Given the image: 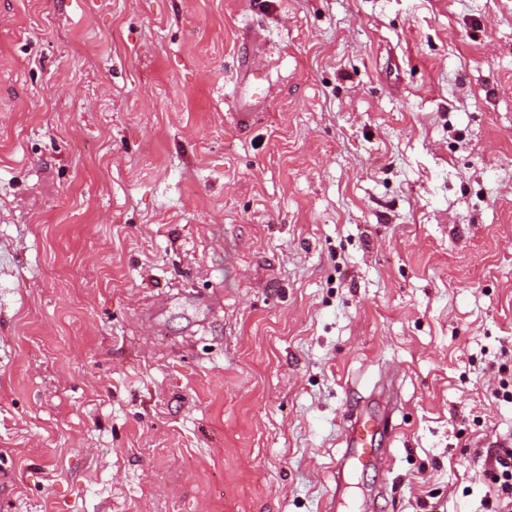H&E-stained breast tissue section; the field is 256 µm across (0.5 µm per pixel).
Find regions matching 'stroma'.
Segmentation results:
<instances>
[{
  "label": "stroma",
  "instance_id": "stroma-1",
  "mask_svg": "<svg viewBox=\"0 0 512 512\" xmlns=\"http://www.w3.org/2000/svg\"><path fill=\"white\" fill-rule=\"evenodd\" d=\"M388 377L352 493L487 512L512 0H0V512H325ZM390 406V413L384 418H378L366 408L353 405L344 417V447L346 452L339 467L342 475L347 466H354L362 470L381 464L382 452L378 448L380 438L393 436L398 433L399 425L396 423L397 406Z\"/></svg>",
  "mask_w": 512,
  "mask_h": 512
}]
</instances>
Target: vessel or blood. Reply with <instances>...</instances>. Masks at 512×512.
Wrapping results in <instances>:
<instances>
[{
    "label": "vessel or blood",
    "mask_w": 512,
    "mask_h": 512,
    "mask_svg": "<svg viewBox=\"0 0 512 512\" xmlns=\"http://www.w3.org/2000/svg\"><path fill=\"white\" fill-rule=\"evenodd\" d=\"M399 426L394 416L376 417L366 408L351 406L344 417L343 466L361 469L377 466L382 462L379 441L386 436L397 434Z\"/></svg>",
    "instance_id": "obj_1"
}]
</instances>
